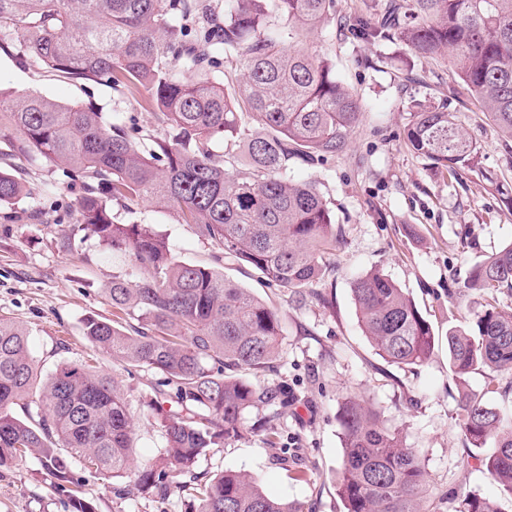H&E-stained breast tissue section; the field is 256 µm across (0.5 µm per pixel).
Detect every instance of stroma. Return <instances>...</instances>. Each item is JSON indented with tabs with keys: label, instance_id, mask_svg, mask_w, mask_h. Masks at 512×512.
I'll list each match as a JSON object with an SVG mask.
<instances>
[{
	"label": "stroma",
	"instance_id": "35a3bbf8",
	"mask_svg": "<svg viewBox=\"0 0 512 512\" xmlns=\"http://www.w3.org/2000/svg\"><path fill=\"white\" fill-rule=\"evenodd\" d=\"M313 50L325 53L337 76L360 101L358 125L343 151L326 162L296 164V180L324 195L341 236L332 257L334 271L301 301L275 285H263L251 269L225 265L243 287L275 304L281 314V350L258 382L282 381L298 401L281 422L282 444L298 456L306 480L274 461L262 436L252 434L200 460L198 473L244 470L271 496L294 502L299 512H344L337 494L343 453L339 407L348 397L366 400L383 419L402 430L406 444L420 453L430 498L439 512H455L461 493L495 500L512 512V498L500 494L481 466L486 449L468 445L459 425L461 393H485L488 379L500 391L488 395L504 417H512V372L469 374L458 383L448 363L450 328L473 321L488 302L512 308V295L467 289L472 268L512 242V139L496 129L468 96L452 57L430 60L407 45L360 41L327 26ZM0 86L38 94L63 105H95L132 115L142 128L157 130L153 110L138 106L101 81H71L20 65L0 55ZM446 106L478 153L456 174L441 173L412 152L404 131L420 107ZM142 223L163 234L181 262L206 263L211 244L180 223L175 212L145 203ZM130 258L88 241L81 251L58 253L39 224L0 230V314L31 331V350L43 372L63 361L86 359L124 386L136 425L137 457H156L164 441L147 406L155 374L113 363L83 336L90 315L108 319L112 306L104 290L125 272ZM378 270L415 301L439 341L429 362L398 368L378 356L358 324L351 281ZM96 512H186L181 493L165 498H117L119 479L84 473ZM0 512H71L66 497L51 485L35 458L0 472Z\"/></svg>",
	"mask_w": 512,
	"mask_h": 512
}]
</instances>
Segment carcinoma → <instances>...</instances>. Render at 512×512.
Here are the masks:
<instances>
[{
    "label": "carcinoma",
    "mask_w": 512,
    "mask_h": 512,
    "mask_svg": "<svg viewBox=\"0 0 512 512\" xmlns=\"http://www.w3.org/2000/svg\"><path fill=\"white\" fill-rule=\"evenodd\" d=\"M334 0H0V52L75 81L104 80L157 108L163 132L122 112L61 105L0 88V209L10 222L43 224V197L16 160L63 167L79 184L75 220L44 224L57 251L93 238L127 253L134 272L112 277V319L93 315L84 336L97 351L160 375L150 403L164 438L159 455L134 465L135 425L124 390L75 359L38 374L30 332L0 314V471L31 456L68 497L95 512L76 489L77 470L124 479L120 499L193 497L190 512H296L244 471L206 480L196 467L211 449L263 434L279 444L277 421L297 403L281 382L254 383L270 368L279 312L224 276L245 265L280 288L324 281L338 230L327 200L291 176L299 160L336 156L361 112L329 60L309 48ZM363 40L401 41L423 58L450 53L458 74L499 131L512 138V0H389L377 22L360 19ZM240 77L219 81L229 64ZM408 147L438 171L469 164L477 146L447 109L421 107ZM28 206L18 208L23 200ZM144 202L174 211L215 248L213 265L175 259L165 237L136 220ZM466 288L512 292V243L476 265ZM358 321L385 361L414 367L436 337L413 299L378 270L351 282ZM456 380L474 371L512 372V309L489 304L466 329L448 331ZM469 444H495L482 464L512 498V420L483 398L462 394ZM269 413L251 429L246 415ZM344 448L337 492L345 512H435L420 454L366 402L341 406ZM457 512H499L466 492Z\"/></svg>",
    "instance_id": "obj_1"
}]
</instances>
